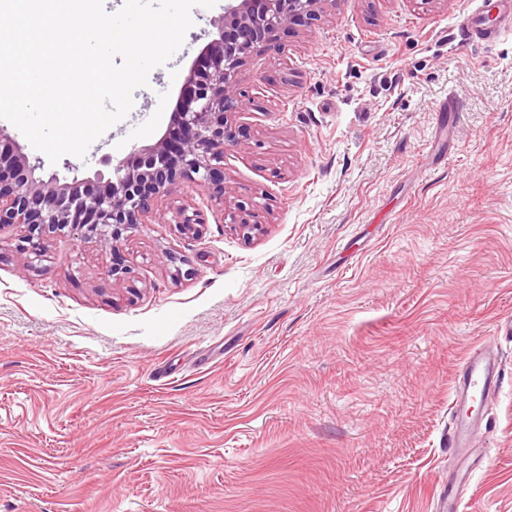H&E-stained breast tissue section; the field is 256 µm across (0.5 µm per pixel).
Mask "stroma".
<instances>
[{
    "label": "stroma",
    "instance_id": "obj_1",
    "mask_svg": "<svg viewBox=\"0 0 512 512\" xmlns=\"http://www.w3.org/2000/svg\"><path fill=\"white\" fill-rule=\"evenodd\" d=\"M226 3L39 176L155 144ZM498 4L329 0L254 51L229 207L188 181L158 198L124 277L96 240L29 259L0 234V512H437L454 374L512 316V34L460 38ZM183 205L197 238L169 222ZM483 412L463 512H512V367Z\"/></svg>",
    "mask_w": 512,
    "mask_h": 512
}]
</instances>
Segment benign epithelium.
Segmentation results:
<instances>
[{
	"label": "benign epithelium",
	"instance_id": "benign-epithelium-1",
	"mask_svg": "<svg viewBox=\"0 0 512 512\" xmlns=\"http://www.w3.org/2000/svg\"><path fill=\"white\" fill-rule=\"evenodd\" d=\"M327 0H228L224 16L214 25L218 37L201 52L181 90L180 111L173 133L141 149L113 168L115 178H73L60 182L36 175L40 166L0 127V231L16 227L17 250L37 255L44 241L65 231L94 238L119 250L123 233L145 223L152 202L189 181L226 204L224 149L237 147L229 114L243 109L234 89L249 55L268 47L279 33L305 17L323 12ZM203 218L182 206L175 224L180 235L195 238Z\"/></svg>",
	"mask_w": 512,
	"mask_h": 512
}]
</instances>
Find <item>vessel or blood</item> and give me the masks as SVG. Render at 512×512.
<instances>
[{"instance_id":"obj_1","label":"vessel or blood","mask_w":512,"mask_h":512,"mask_svg":"<svg viewBox=\"0 0 512 512\" xmlns=\"http://www.w3.org/2000/svg\"><path fill=\"white\" fill-rule=\"evenodd\" d=\"M504 378L505 370L498 344H479L470 349L453 382V422L448 434L449 447H471L473 435L482 421L471 414L470 407L475 401H487L498 395ZM469 478V473L465 471L449 474L439 495L442 512H460L461 492Z\"/></svg>"}]
</instances>
